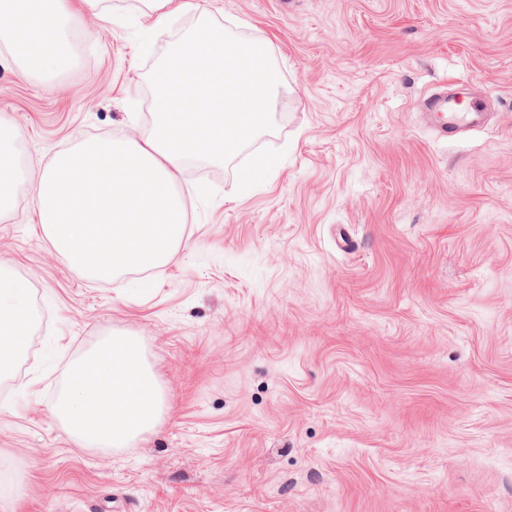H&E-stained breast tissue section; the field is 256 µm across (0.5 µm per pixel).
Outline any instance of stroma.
<instances>
[{
	"label": "stroma",
	"mask_w": 512,
	"mask_h": 512,
	"mask_svg": "<svg viewBox=\"0 0 512 512\" xmlns=\"http://www.w3.org/2000/svg\"><path fill=\"white\" fill-rule=\"evenodd\" d=\"M112 0L77 11L71 64L22 79L0 48V114L24 175L80 138L146 132L166 26ZM282 75L269 129L194 159L189 239L116 281L48 244L29 196L0 214V265L36 319L0 377V485L14 512H512V0H209ZM445 88L485 101L444 138ZM277 165L251 187L253 158ZM138 336L168 411L135 447H75L52 414L112 330ZM428 108L430 112H441L440 121L434 124L437 132L441 136H447L448 133L456 134L464 132L467 128L475 126L481 122V112L471 111L461 112L458 108H448V96H439L432 99ZM446 118V122L443 118Z\"/></svg>",
	"instance_id": "stroma-1"
}]
</instances>
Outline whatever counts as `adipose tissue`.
<instances>
[{
    "label": "adipose tissue",
    "mask_w": 512,
    "mask_h": 512,
    "mask_svg": "<svg viewBox=\"0 0 512 512\" xmlns=\"http://www.w3.org/2000/svg\"><path fill=\"white\" fill-rule=\"evenodd\" d=\"M158 25L192 11L206 23L167 44L150 84L153 127L144 137L110 135L57 152L29 183L51 248L91 277L110 280L167 264L185 242L187 214L175 192L191 158L228 161L266 130L280 94L270 48L208 23L204 0H138ZM72 0H0V42L20 76L67 67L65 28ZM18 131L0 115V212L16 200ZM33 321L22 280L0 272V373L23 348ZM167 406L140 339L113 333L74 366L53 407L62 432L79 448L131 447L162 424Z\"/></svg>",
    "instance_id": "obj_1"
}]
</instances>
